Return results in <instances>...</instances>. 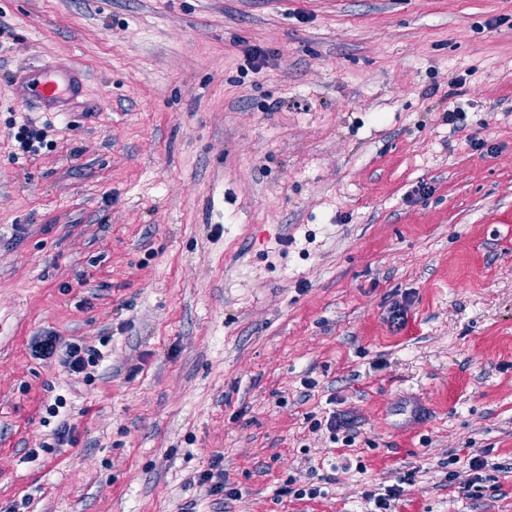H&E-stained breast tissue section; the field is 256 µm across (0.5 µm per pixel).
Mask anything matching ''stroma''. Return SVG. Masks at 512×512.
Returning a JSON list of instances; mask_svg holds the SVG:
<instances>
[{"label":"stroma","instance_id":"obj_1","mask_svg":"<svg viewBox=\"0 0 512 512\" xmlns=\"http://www.w3.org/2000/svg\"><path fill=\"white\" fill-rule=\"evenodd\" d=\"M52 66L61 114L15 94ZM407 474L396 512H512V0H0V512H371ZM45 137L43 130L36 129L27 124L18 127L14 133V138L19 143V147L27 153H36L43 148ZM31 353L43 361L59 357L71 374L83 375L84 378L90 377L91 372L88 370L98 366L103 358L101 351L95 347L77 341L60 345L56 336H42L35 340L31 345ZM223 459L219 456L215 457L209 464V468L202 471L198 475L197 482L201 486H205L210 496H219V499L234 500L239 497L238 491L235 489H227L224 483V468L221 465Z\"/></svg>","mask_w":512,"mask_h":512}]
</instances>
